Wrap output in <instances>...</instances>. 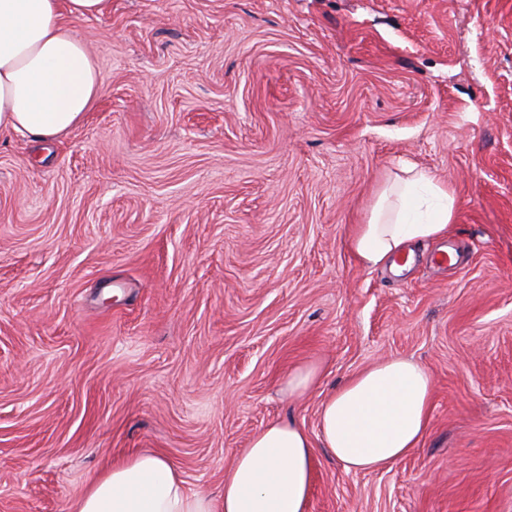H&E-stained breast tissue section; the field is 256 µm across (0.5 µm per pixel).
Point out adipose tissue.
<instances>
[{"mask_svg":"<svg viewBox=\"0 0 512 512\" xmlns=\"http://www.w3.org/2000/svg\"><path fill=\"white\" fill-rule=\"evenodd\" d=\"M110 0H0V131L36 143L65 137L96 103L101 72L65 17L104 14ZM461 201L433 173L407 167L378 189L347 246L365 268L412 259V246L446 235ZM432 376L395 357L350 376L322 402L318 437L293 422L269 423L224 471V495L188 488L166 456L142 452L112 463L73 512H307L316 443L346 470L389 468L424 439Z\"/></svg>","mask_w":512,"mask_h":512,"instance_id":"ef3b65f1","label":"adipose tissue"}]
</instances>
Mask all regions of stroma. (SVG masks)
<instances>
[{
    "label": "stroma",
    "mask_w": 512,
    "mask_h": 512,
    "mask_svg": "<svg viewBox=\"0 0 512 512\" xmlns=\"http://www.w3.org/2000/svg\"><path fill=\"white\" fill-rule=\"evenodd\" d=\"M59 142L0 133V512L113 460L191 488L393 356L434 381L391 470L314 455L307 512H512V0H111ZM461 200L403 274L347 248L399 162ZM458 242L462 263L433 254ZM317 386L284 390L289 369ZM319 375V370L314 366H295L288 372V391L298 395L305 393L317 383Z\"/></svg>",
    "instance_id": "35a3bbf8"
}]
</instances>
